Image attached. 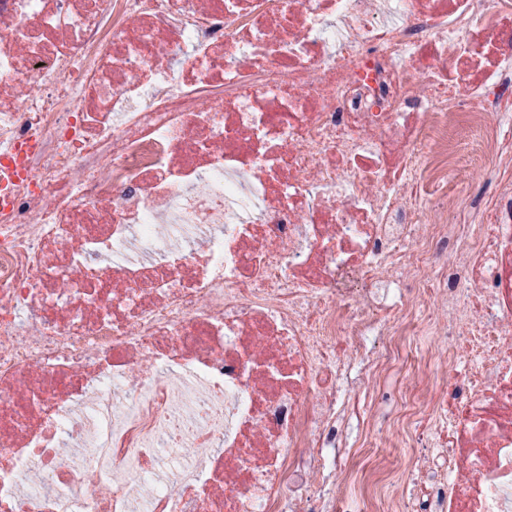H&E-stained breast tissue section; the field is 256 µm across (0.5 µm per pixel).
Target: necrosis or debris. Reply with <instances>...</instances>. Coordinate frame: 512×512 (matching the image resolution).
<instances>
[{
  "label": "necrosis or debris",
  "instance_id": "obj_1",
  "mask_svg": "<svg viewBox=\"0 0 512 512\" xmlns=\"http://www.w3.org/2000/svg\"><path fill=\"white\" fill-rule=\"evenodd\" d=\"M14 154L0 512H512V0H0Z\"/></svg>",
  "mask_w": 512,
  "mask_h": 512
}]
</instances>
